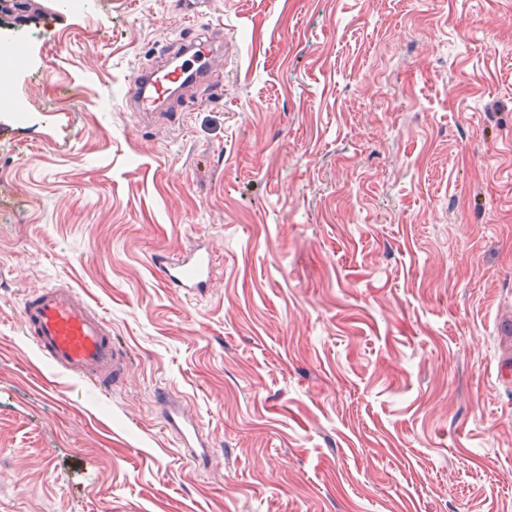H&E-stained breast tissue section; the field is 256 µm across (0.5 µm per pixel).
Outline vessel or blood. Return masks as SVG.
Masks as SVG:
<instances>
[{
  "label": "vessel or blood",
  "mask_w": 512,
  "mask_h": 512,
  "mask_svg": "<svg viewBox=\"0 0 512 512\" xmlns=\"http://www.w3.org/2000/svg\"><path fill=\"white\" fill-rule=\"evenodd\" d=\"M224 71V51L214 46L197 50L195 41L163 49L154 65L125 77L121 100L127 111L146 121L158 105L178 93L212 84ZM155 266L163 279L186 296L209 287L213 278L211 255L197 243L175 256L156 255ZM20 315L27 336L40 358L56 371L102 387L118 380L124 355L112 341V328L94 306L73 286L43 288L28 296ZM163 417L182 447L194 459H211L210 444L196 415L176 397H162Z\"/></svg>",
  "instance_id": "1"
}]
</instances>
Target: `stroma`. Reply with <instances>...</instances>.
<instances>
[{
	"label": "stroma",
	"instance_id": "35a3bbf8",
	"mask_svg": "<svg viewBox=\"0 0 512 512\" xmlns=\"http://www.w3.org/2000/svg\"><path fill=\"white\" fill-rule=\"evenodd\" d=\"M51 0L0 111V512H512V0ZM224 44L179 125L119 89ZM205 242L183 297L153 265ZM112 327L104 392L31 293ZM198 413L208 463L165 428ZM74 288L58 285L28 296L20 311L25 333L59 373L111 388L123 352L112 342L110 324Z\"/></svg>",
	"mask_w": 512,
	"mask_h": 512
}]
</instances>
